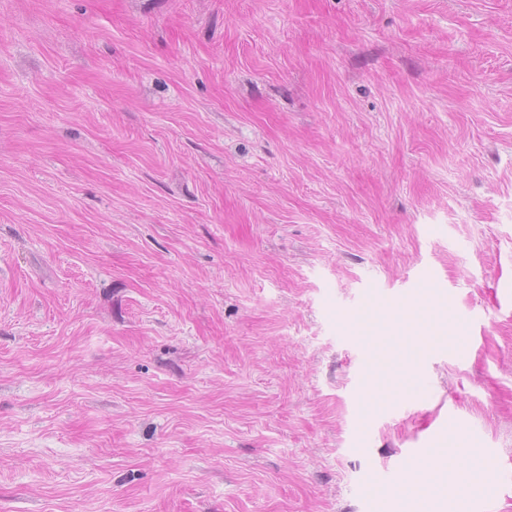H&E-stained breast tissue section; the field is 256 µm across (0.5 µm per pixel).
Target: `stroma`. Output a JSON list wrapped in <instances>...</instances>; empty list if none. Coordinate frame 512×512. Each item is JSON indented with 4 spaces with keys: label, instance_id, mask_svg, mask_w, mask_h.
I'll list each match as a JSON object with an SVG mask.
<instances>
[{
    "label": "stroma",
    "instance_id": "1",
    "mask_svg": "<svg viewBox=\"0 0 512 512\" xmlns=\"http://www.w3.org/2000/svg\"><path fill=\"white\" fill-rule=\"evenodd\" d=\"M438 285L372 404L343 318ZM455 437L512 469V0H0V512H366Z\"/></svg>",
    "mask_w": 512,
    "mask_h": 512
}]
</instances>
